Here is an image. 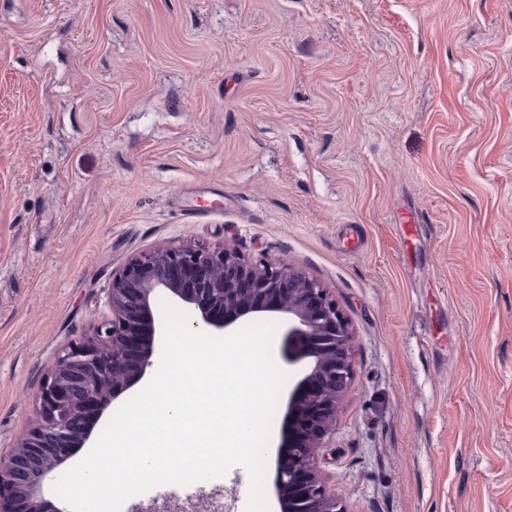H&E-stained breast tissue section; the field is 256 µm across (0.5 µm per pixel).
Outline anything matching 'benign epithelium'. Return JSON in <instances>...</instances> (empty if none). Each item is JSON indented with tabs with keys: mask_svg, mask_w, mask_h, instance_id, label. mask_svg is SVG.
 Wrapping results in <instances>:
<instances>
[{
	"mask_svg": "<svg viewBox=\"0 0 512 512\" xmlns=\"http://www.w3.org/2000/svg\"><path fill=\"white\" fill-rule=\"evenodd\" d=\"M164 292L199 311L191 327L222 332L259 314L288 316V360L309 364L288 392L272 493L277 512H351L321 468L353 382L354 335L327 290L285 263H254L236 250L155 247L112 278V318L67 344L46 379L36 423L0 457V512H58L43 496L71 448L145 376L162 322Z\"/></svg>",
	"mask_w": 512,
	"mask_h": 512,
	"instance_id": "1",
	"label": "benign epithelium"
}]
</instances>
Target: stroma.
Segmentation results:
<instances>
[{
  "label": "stroma",
  "instance_id": "stroma-1",
  "mask_svg": "<svg viewBox=\"0 0 512 512\" xmlns=\"http://www.w3.org/2000/svg\"><path fill=\"white\" fill-rule=\"evenodd\" d=\"M224 244L350 324V512H512V0H0V455L130 258Z\"/></svg>",
  "mask_w": 512,
  "mask_h": 512
}]
</instances>
